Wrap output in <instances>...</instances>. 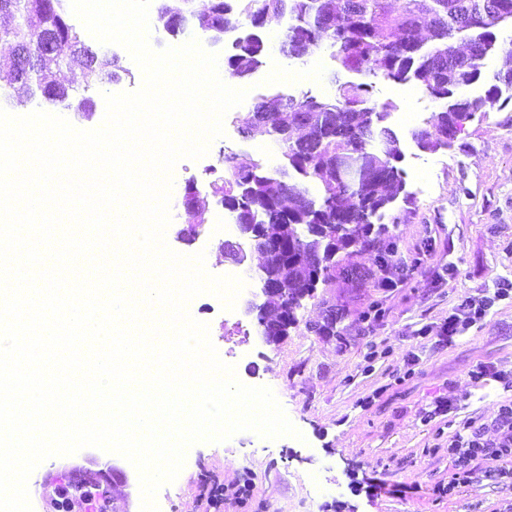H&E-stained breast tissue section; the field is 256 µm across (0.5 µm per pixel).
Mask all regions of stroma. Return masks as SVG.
I'll list each match as a JSON object with an SVG mask.
<instances>
[{"label": "stroma", "mask_w": 512, "mask_h": 512, "mask_svg": "<svg viewBox=\"0 0 512 512\" xmlns=\"http://www.w3.org/2000/svg\"><path fill=\"white\" fill-rule=\"evenodd\" d=\"M170 2L151 0V35L161 36L166 47L194 38L205 50L227 57L229 41H214L197 21H190L179 35L166 34L158 11ZM65 17L87 45L119 56V79L88 90L80 67L54 73V80L74 95L91 97L93 109L87 113L30 94L21 83L0 87V108L14 115L43 110L91 130L104 119L105 94L137 90L142 73L126 49L100 45L73 12ZM235 23L238 34H259L265 55L249 77L231 80V87L247 89L248 94L225 115L223 137L213 140L199 160L176 164L166 243L184 256L204 253L210 274L245 281L234 309L204 294L193 317L208 325L218 354L231 355L241 383L273 390L300 435L266 440L244 431L223 442L193 444L175 482L157 493L164 512H200L197 495L205 479L223 482L224 512H512V480L480 475L452 496L434 491L453 471L446 449L445 405L457 400V420L490 422L503 390L494 381L472 385L468 373L480 362L512 371L510 301L497 304L454 344L439 342L435 334L453 306L482 289L496 288L502 279L512 280V104L476 113L451 147L431 152L422 149L413 134L426 129L442 101L417 81L373 78L372 105L392 106L384 125L398 138L399 166L409 194L408 199H397L381 221L388 225L399 254L414 265L396 288H380L370 280L356 286L340 275L319 283L314 297L303 299L296 309V326L269 345L248 308L259 293L257 272L264 257L234 228L233 215L213 194V172L223 169L225 155L234 153L260 161L275 178L296 182L297 174L289 170L270 136L243 135L247 114L275 93L334 96L337 82L351 75L338 67L327 46L300 58L284 53L285 22L257 30L243 16ZM190 182L206 199V210L191 213L179 204ZM191 225L202 226L203 234L190 243L178 240V232ZM223 238L239 243L243 263L219 252ZM450 264L456 269L452 277L445 271ZM331 305L338 312L332 332H309L307 323L323 321ZM424 327L430 328L429 336H419ZM413 355L418 358L414 364L409 361ZM102 471L112 489L110 512H140L135 466L95 447L52 458L44 466L39 491L31 499L33 512H53L57 485ZM312 473L320 475L323 490L309 485ZM371 478L384 481L385 489L370 488ZM239 482L248 483V498L236 499Z\"/></svg>", "instance_id": "stroma-1"}]
</instances>
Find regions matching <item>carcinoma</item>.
<instances>
[{
	"label": "carcinoma",
	"mask_w": 512,
	"mask_h": 512,
	"mask_svg": "<svg viewBox=\"0 0 512 512\" xmlns=\"http://www.w3.org/2000/svg\"><path fill=\"white\" fill-rule=\"evenodd\" d=\"M63 0H0V12L19 18L0 30V41L13 54L0 62V82L12 84L20 52L27 53L26 80L44 92L64 86L46 81L51 68L82 67L85 88L119 77L117 55L100 54L79 39L62 11ZM290 14L284 47L302 57L323 43L336 47L333 58L346 71L421 83L438 100L454 96L480 76L483 61L496 49L493 29L512 23V0H200L199 25L219 41L243 15L255 28ZM265 45L255 34L237 38L225 61L232 78L243 79L261 64ZM512 90V68L496 75L483 98H458L432 113L429 128L414 133L423 149L451 145L465 121L499 102L501 89ZM371 85L345 82L332 99L306 93L274 95L259 102L245 120L243 133L258 129L272 137L302 181L286 183L269 176L260 163L236 155L224 157L227 176L214 184L224 208L252 235L265 233L283 248L265 257L266 274L285 289L282 317L273 335L286 336L296 323L295 310L317 285L340 273L352 282L374 279L387 262L379 248L384 226L373 218L404 192L397 137L378 126L390 105L367 106ZM321 185L314 199L308 183ZM374 254V268H336V252L348 247Z\"/></svg>",
	"instance_id": "carcinoma-1"
}]
</instances>
